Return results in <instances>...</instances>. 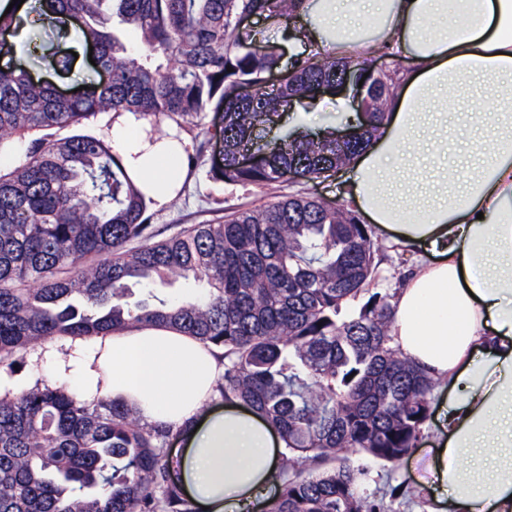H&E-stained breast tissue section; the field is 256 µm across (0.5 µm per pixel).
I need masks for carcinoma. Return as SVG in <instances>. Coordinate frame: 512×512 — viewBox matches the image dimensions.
Returning a JSON list of instances; mask_svg holds the SVG:
<instances>
[{
    "instance_id": "cac0c4a2",
    "label": "carcinoma",
    "mask_w": 512,
    "mask_h": 512,
    "mask_svg": "<svg viewBox=\"0 0 512 512\" xmlns=\"http://www.w3.org/2000/svg\"><path fill=\"white\" fill-rule=\"evenodd\" d=\"M298 0H45L79 22L111 80L62 97L26 69H0V366L35 344L139 326L179 329L224 361L219 397L261 415L296 456L265 512H391L343 454L398 461L417 447L433 379L391 345L394 295L376 290L384 255L336 203L288 195L162 240L138 178L105 137L58 138L102 113L163 115L180 126L224 113V160L211 177L264 184L296 169L330 177L366 148L392 90L382 69L312 56L278 84L276 56L239 20L278 19ZM232 71H227V68ZM352 71L367 112L333 132L261 142L288 106ZM250 152L251 166L239 163ZM203 281L176 302H124L128 282ZM171 427L143 424L110 397L86 404L37 383L0 398V512H196L170 477Z\"/></svg>"
}]
</instances>
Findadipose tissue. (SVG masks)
I'll return each mask as SVG.
<instances>
[{
	"label": "adipose tissue",
	"mask_w": 512,
	"mask_h": 512,
	"mask_svg": "<svg viewBox=\"0 0 512 512\" xmlns=\"http://www.w3.org/2000/svg\"><path fill=\"white\" fill-rule=\"evenodd\" d=\"M294 52L410 65L343 196L407 260L391 336L441 397L436 452L419 458L428 512H512V0H301ZM112 129L151 197L171 185L172 141ZM77 398L170 425L195 508L259 512L282 441L250 410L214 407L224 366L188 334L151 326L50 341L30 354Z\"/></svg>",
	"instance_id": "ef3b65f1"
}]
</instances>
